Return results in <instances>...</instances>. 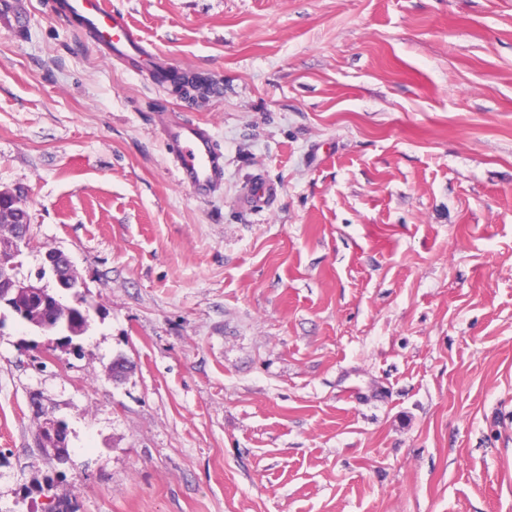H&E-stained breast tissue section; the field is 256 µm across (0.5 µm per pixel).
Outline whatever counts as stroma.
I'll list each match as a JSON object with an SVG mask.
<instances>
[{
  "label": "stroma",
  "instance_id": "obj_1",
  "mask_svg": "<svg viewBox=\"0 0 512 512\" xmlns=\"http://www.w3.org/2000/svg\"><path fill=\"white\" fill-rule=\"evenodd\" d=\"M110 2L223 93L0 0L18 275L61 252L90 310L69 342L0 307V512H512V0ZM173 115L224 154L209 199ZM162 133L173 148L179 183L192 188L201 199L209 198L224 185V156L207 126L171 117L163 125Z\"/></svg>",
  "mask_w": 512,
  "mask_h": 512
}]
</instances>
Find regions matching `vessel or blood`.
Wrapping results in <instances>:
<instances>
[{"mask_svg": "<svg viewBox=\"0 0 512 512\" xmlns=\"http://www.w3.org/2000/svg\"><path fill=\"white\" fill-rule=\"evenodd\" d=\"M64 8L94 34L97 44L113 59L124 63L150 60L142 37L122 12L108 7L106 0H65ZM162 133L173 148L179 183L192 188L197 197L209 198L224 183V156L210 129L172 117L165 122Z\"/></svg>", "mask_w": 512, "mask_h": 512, "instance_id": "1", "label": "vessel or blood"}]
</instances>
